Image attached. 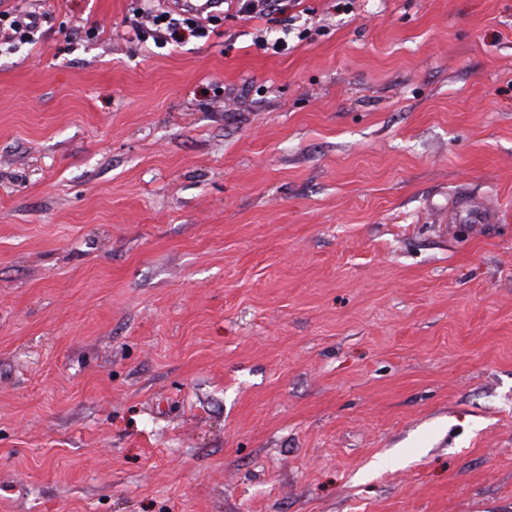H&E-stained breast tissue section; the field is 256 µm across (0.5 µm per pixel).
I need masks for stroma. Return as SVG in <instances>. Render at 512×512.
Instances as JSON below:
<instances>
[{
    "label": "stroma",
    "instance_id": "1",
    "mask_svg": "<svg viewBox=\"0 0 512 512\" xmlns=\"http://www.w3.org/2000/svg\"><path fill=\"white\" fill-rule=\"evenodd\" d=\"M0 512H512V0H0Z\"/></svg>",
    "mask_w": 512,
    "mask_h": 512
}]
</instances>
